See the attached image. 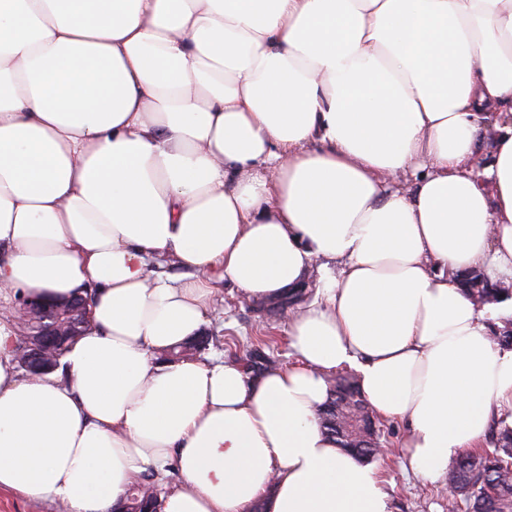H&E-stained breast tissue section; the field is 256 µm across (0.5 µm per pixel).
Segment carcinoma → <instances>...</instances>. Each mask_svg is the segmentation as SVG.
<instances>
[{"label": "carcinoma", "instance_id": "carcinoma-1", "mask_svg": "<svg viewBox=\"0 0 512 512\" xmlns=\"http://www.w3.org/2000/svg\"><path fill=\"white\" fill-rule=\"evenodd\" d=\"M463 293L479 306L498 303L512 298V288L493 283L476 269L454 274ZM41 316L27 312L15 320V336L10 345L17 367L27 375H44L54 372L70 347L87 334L94 324H78L72 316L62 319L60 328L65 336L49 346L44 353L42 365L33 366L25 361L24 345ZM493 340L504 347L512 346V319L492 328ZM252 349L268 350L263 365L253 370L266 371L275 366L274 339L263 336L257 339ZM201 351L200 342L194 338L165 350L160 355L164 361L187 359ZM320 426L330 434L339 447L356 453L367 461L380 452L382 443L376 429V417L362 399L358 386L350 379L340 376L331 383L329 398L318 410ZM496 448L488 452L475 449L459 456L448 473V512H459L460 506L470 507L474 512H512V425L506 420L499 422ZM164 477L150 470L140 481L132 485L125 498L112 512H162Z\"/></svg>", "mask_w": 512, "mask_h": 512}]
</instances>
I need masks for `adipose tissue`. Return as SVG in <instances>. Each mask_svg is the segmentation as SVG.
I'll list each match as a JSON object with an SVG mask.
<instances>
[{
  "label": "adipose tissue",
  "instance_id": "1",
  "mask_svg": "<svg viewBox=\"0 0 512 512\" xmlns=\"http://www.w3.org/2000/svg\"><path fill=\"white\" fill-rule=\"evenodd\" d=\"M314 265L295 364L158 362L217 283ZM475 268L512 282V0H0V490L110 512L172 465L163 512H391L319 425L328 376L444 481L512 411ZM89 287L94 330L21 375L19 294ZM463 293L478 306L498 303L512 298L511 288L502 283H493L485 274L476 269H470L453 275Z\"/></svg>",
  "mask_w": 512,
  "mask_h": 512
}]
</instances>
